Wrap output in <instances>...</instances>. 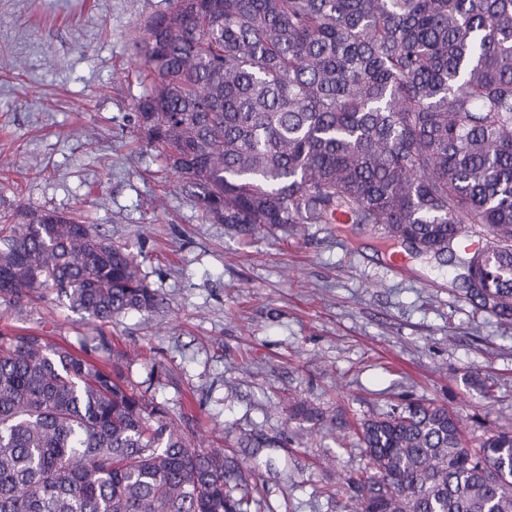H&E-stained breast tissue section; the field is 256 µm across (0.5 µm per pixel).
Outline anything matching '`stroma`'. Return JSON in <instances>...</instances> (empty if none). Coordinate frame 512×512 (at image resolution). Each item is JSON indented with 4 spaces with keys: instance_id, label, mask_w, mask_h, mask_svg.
Segmentation results:
<instances>
[{
    "instance_id": "stroma-1",
    "label": "stroma",
    "mask_w": 512,
    "mask_h": 512,
    "mask_svg": "<svg viewBox=\"0 0 512 512\" xmlns=\"http://www.w3.org/2000/svg\"><path fill=\"white\" fill-rule=\"evenodd\" d=\"M168 5L0 0V218L23 206L73 214L134 254L164 299L100 324L40 292L0 300V330L137 349L125 375L150 381L148 397L202 443L276 438L260 452L258 512H338L329 490L367 464L359 448L285 423L290 399L349 422L433 399L468 432L512 428V325L475 310L434 262L327 224L243 243L181 192L135 116V42ZM472 372L488 393L469 386Z\"/></svg>"
}]
</instances>
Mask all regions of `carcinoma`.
<instances>
[{"label": "carcinoma", "mask_w": 512, "mask_h": 512, "mask_svg": "<svg viewBox=\"0 0 512 512\" xmlns=\"http://www.w3.org/2000/svg\"><path fill=\"white\" fill-rule=\"evenodd\" d=\"M139 49L137 124L210 220L242 240L370 226L512 324V0H169ZM39 289L101 323L163 304L92 226L24 208L0 224V299ZM353 435L368 466L340 512H512V429L469 438L428 400ZM195 441L87 345L0 331V512H251L236 454Z\"/></svg>", "instance_id": "carcinoma-1"}]
</instances>
